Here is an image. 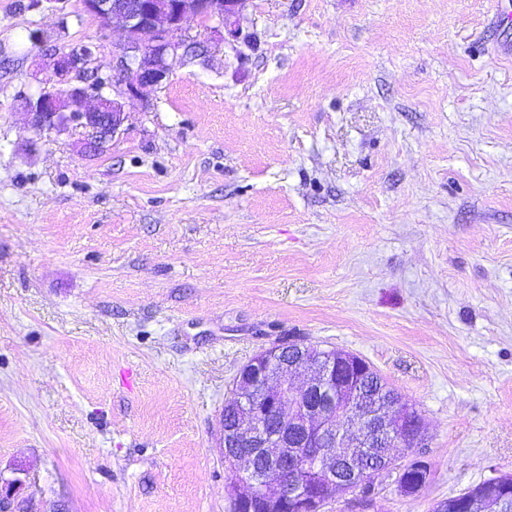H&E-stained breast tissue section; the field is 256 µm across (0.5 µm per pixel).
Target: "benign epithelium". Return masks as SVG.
Instances as JSON below:
<instances>
[{
	"label": "benign epithelium",
	"instance_id": "1",
	"mask_svg": "<svg viewBox=\"0 0 512 512\" xmlns=\"http://www.w3.org/2000/svg\"><path fill=\"white\" fill-rule=\"evenodd\" d=\"M246 0H80L84 14L101 27L123 23L125 38L112 53V73L102 72L99 46L79 44L54 54L53 67L35 94L21 97L29 127L39 133L69 128L85 131L89 147L114 140L124 123L126 104L142 98L147 87L165 84L191 49L208 43L186 39L189 20L226 24ZM298 353L293 371L312 376L297 385L287 374L282 353ZM360 362L345 354L307 343H292L255 355L239 371L226 402L236 415L231 428L221 429L224 461L233 473L227 487L236 512H322L336 488L356 493L375 488L379 475L398 473L403 460L378 455V448H421L427 441L421 414L412 425L400 412L367 405L361 398ZM309 476L303 478L301 473ZM0 476V509L5 512L26 488L23 469ZM487 489L471 488L467 502L497 507L512 496L505 479Z\"/></svg>",
	"mask_w": 512,
	"mask_h": 512
}]
</instances>
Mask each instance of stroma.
Instances as JSON below:
<instances>
[{"label":"stroma","instance_id":"stroma-1","mask_svg":"<svg viewBox=\"0 0 512 512\" xmlns=\"http://www.w3.org/2000/svg\"><path fill=\"white\" fill-rule=\"evenodd\" d=\"M0 0V474L25 512H231L240 368L359 355L422 412L384 512L512 472V57L499 0H247L113 143L18 108L55 51L122 38ZM38 41H31V34ZM24 470L21 468L13 469V478H3L0 474V508L1 511H8L11 503L17 499L26 488V481L20 476Z\"/></svg>","mask_w":512,"mask_h":512}]
</instances>
